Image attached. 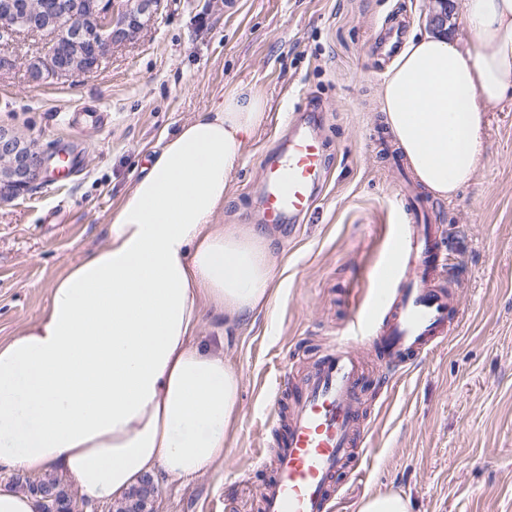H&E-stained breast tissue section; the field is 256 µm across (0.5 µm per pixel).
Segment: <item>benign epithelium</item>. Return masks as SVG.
Returning <instances> with one entry per match:
<instances>
[{
	"mask_svg": "<svg viewBox=\"0 0 512 512\" xmlns=\"http://www.w3.org/2000/svg\"><path fill=\"white\" fill-rule=\"evenodd\" d=\"M160 0H95L82 6L75 0H54L51 14L55 25L68 33L72 43L85 49L89 61L87 72L101 69L112 48L128 42L153 21ZM454 15L452 0H430L429 23L441 28ZM37 14L30 13L14 0H0V70L15 67L17 58L9 51L20 35L49 37L45 52L46 66L29 71L35 83L72 77L74 73L53 63L63 53L57 33L36 28ZM0 157L9 160L0 175V198L16 197L47 180L58 167V154L26 143L14 131L0 127Z\"/></svg>",
	"mask_w": 512,
	"mask_h": 512,
	"instance_id": "benign-epithelium-1",
	"label": "benign epithelium"
}]
</instances>
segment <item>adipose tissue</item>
Masks as SVG:
<instances>
[{"label":"adipose tissue","instance_id":"1","mask_svg":"<svg viewBox=\"0 0 512 512\" xmlns=\"http://www.w3.org/2000/svg\"><path fill=\"white\" fill-rule=\"evenodd\" d=\"M464 24L466 48L411 31L380 87L417 180L447 199L476 174L487 108L512 95V0H465ZM265 120L259 97L233 92L167 136L105 245L0 344V466L54 469L92 502L122 499L145 475L223 467L242 376L198 331L207 308L228 324L269 309L285 269L261 229L214 221Z\"/></svg>","mask_w":512,"mask_h":512}]
</instances>
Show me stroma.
<instances>
[{
  "mask_svg": "<svg viewBox=\"0 0 512 512\" xmlns=\"http://www.w3.org/2000/svg\"><path fill=\"white\" fill-rule=\"evenodd\" d=\"M428 0H162L155 19L93 74L30 82L25 38L0 73V126L41 148H70L78 171L0 201V342L38 319L50 282L103 246L113 209L164 136L212 111L225 94L261 97L267 118L242 151L219 224L258 221L265 151L280 126L315 111L327 181L311 215L267 230L288 262L269 311L199 333L242 373L240 418L223 468L156 485L155 512H261L272 477L268 407L285 371L303 377L331 338H343L374 287L399 229V199L418 223L444 226L460 269L464 320L426 359L362 396L371 426L368 468L336 480L340 512L395 490L411 512H512V96L487 110L475 179L449 200L372 143L383 128L386 63L369 52L394 18L424 22ZM108 115L106 125L92 112Z\"/></svg>",
  "mask_w": 512,
  "mask_h": 512,
  "instance_id": "1",
  "label": "stroma"
}]
</instances>
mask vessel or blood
Here are the masks:
<instances>
[{
    "mask_svg": "<svg viewBox=\"0 0 512 512\" xmlns=\"http://www.w3.org/2000/svg\"><path fill=\"white\" fill-rule=\"evenodd\" d=\"M323 183L315 125L295 129L263 162L265 223L284 224L308 214ZM440 235L439 225L409 224L395 236L366 307L356 311L350 338L327 344L292 385L273 476L261 490L263 512H335L334 481L362 454L370 432L360 416L366 355L379 357L392 378L459 326L457 277L439 248Z\"/></svg>",
    "mask_w": 512,
    "mask_h": 512,
    "instance_id": "b4317fda",
    "label": "vessel or blood"
}]
</instances>
